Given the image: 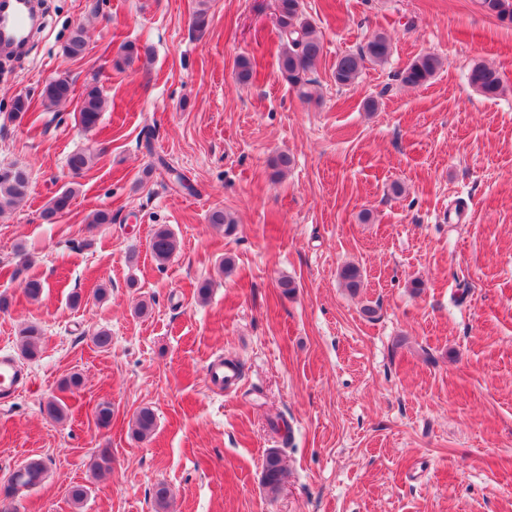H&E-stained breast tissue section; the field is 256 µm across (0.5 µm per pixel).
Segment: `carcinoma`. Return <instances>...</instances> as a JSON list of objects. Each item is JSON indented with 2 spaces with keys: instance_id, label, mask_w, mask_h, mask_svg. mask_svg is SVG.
Listing matches in <instances>:
<instances>
[{
  "instance_id": "cac0c4a2",
  "label": "carcinoma",
  "mask_w": 512,
  "mask_h": 512,
  "mask_svg": "<svg viewBox=\"0 0 512 512\" xmlns=\"http://www.w3.org/2000/svg\"><path fill=\"white\" fill-rule=\"evenodd\" d=\"M480 10L501 22L512 23V0H477ZM279 42L278 65L281 76L289 86L298 90L300 97L310 98L307 86L312 83L309 73L323 55V40L313 23L302 10L301 0H275V21ZM87 48L85 31L76 29L63 47L64 54L71 59L83 57ZM389 37L379 32L375 34L360 51L349 52L336 60L334 78L341 86L352 85L365 63H380L390 54ZM151 55L150 48L138 47L132 43L122 46L116 64H129L143 56ZM444 67L443 60L432 53L419 55L401 73L402 83L419 86L432 79ZM469 84L482 96L492 98L502 90V79L498 70L486 63L479 62L472 66ZM72 81L66 76H59L45 85L42 91L44 105L48 108L58 106L74 96ZM106 106V99L96 85H88L80 95L79 117L81 126L93 130ZM95 158L91 151H78L68 158V167L73 176L80 175L88 169ZM77 188L70 185L56 195L43 210L42 217L48 223L67 213ZM30 195L28 173L15 166L0 168V213L21 205ZM208 221L216 228L230 229L235 223L234 217L222 208L213 209ZM151 253L155 260L163 264L178 248V241L173 232L164 225L153 232L150 240ZM22 355L33 359L40 352L41 330L34 324H26L19 330ZM156 427V418L152 409L144 407L138 411L133 420V431L141 439L152 436ZM47 470L41 459H32L23 468L12 474L14 483L7 486L5 496L11 497L21 487L33 488L39 485ZM287 475L278 451L270 450L265 458L262 484L271 493L276 492ZM153 501L157 512H168L171 502L170 489L160 483L153 489Z\"/></svg>"
}]
</instances>
